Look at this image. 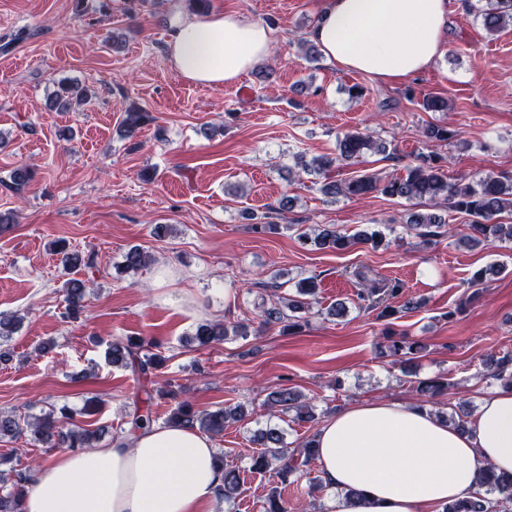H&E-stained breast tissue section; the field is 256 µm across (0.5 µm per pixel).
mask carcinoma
<instances>
[{
	"label": "carcinoma",
	"mask_w": 512,
	"mask_h": 512,
	"mask_svg": "<svg viewBox=\"0 0 512 512\" xmlns=\"http://www.w3.org/2000/svg\"><path fill=\"white\" fill-rule=\"evenodd\" d=\"M481 24L489 33H495L507 26H512V0H486V7L479 11ZM58 91L52 96L53 105L67 109L72 104H81L88 99L86 90L77 83L70 85L64 81L57 82ZM152 116L147 112L133 111L126 115L123 132L127 139L148 122ZM421 137L427 142H446L457 137V132L446 126L428 124L421 130ZM386 150V146L371 139L360 131H347L336 137V153L318 155L306 161L298 157V163L318 176L328 178V173L336 168L361 163V159L369 153ZM320 191L333 198L359 197L364 195H382L406 201L433 200L442 197L448 208L469 216L467 232L460 237V242L469 247H478L489 243H511L512 221L505 222L501 215L512 214V180L508 181L493 173H489L476 181L463 182L456 178L448 180V175L440 164V157L434 153H419L405 168V173L382 178L376 174L363 173L343 181H330L322 184ZM446 221L434 212L414 211L407 215L406 227L410 230H425L430 236L440 233ZM302 244H311L318 249L347 250L357 244H369L378 247L386 240L383 231L373 227H365L352 235H346L333 227L325 226L314 236L303 232L299 234ZM56 250L62 254V262L67 266H90L93 257L81 256L79 251L69 249L66 241L55 242ZM149 262L148 253L138 247L130 248L117 268L129 273L139 270ZM353 276L359 288L356 297L367 303L370 308L380 309V316L391 317L401 311H414L422 306V302L412 297L405 299L400 309L390 305V300L403 294V286L395 279H387L369 274V270L357 269ZM292 296L284 298L283 305H273L262 311L261 326H279L282 332L289 333L300 327L303 314L310 311L312 298L317 291L315 277H307L294 285ZM87 292L86 282L80 279L69 280L64 288L67 302V314L77 317L83 310ZM227 335V327L221 322H202L193 333V341L200 346H209L221 342ZM386 349L393 357L401 355H417L425 346L419 341H409L401 336L387 338ZM108 358L114 366L131 370L142 377L148 376L161 365V358L155 353L144 352V341L128 339L117 340L108 345ZM489 367L492 376L505 379L512 383V354L507 353L499 358H491ZM450 383L442 377L428 378L418 381L417 391L434 401L442 396ZM145 403L149 404L154 396L166 397L175 401L168 415V422L190 423L197 425L212 435L224 432V424L229 420L244 416L241 406L224 407L200 414L193 410L185 401L178 400V392L169 388H160L155 392H145ZM264 405L277 408L283 413L294 412L293 419L299 423L313 424L318 417L314 409L300 402V395L288 387H276L267 393ZM92 410L85 406L80 410L69 407L52 409L40 417L22 420L13 414H0V437H18L26 431L32 432L39 441L50 448H69L79 451L92 447L102 433V429L68 428L65 423L74 420L78 414L88 415ZM252 443L260 448V452L252 456L251 469L257 473H269L282 484L297 473L299 467L305 466L318 456L315 436L306 438L298 448H289L283 433L275 427L259 429L253 436ZM218 467L224 474V485L221 494L224 500L230 501L240 494V472L224 465V456H216ZM31 468L12 469L13 490L0 495V512H22L21 503L29 481ZM481 491L473 497L454 502L445 507L444 512H493L498 507L509 512L512 506V476L497 474L487 468L480 479ZM262 512H289L288 500L277 491H271Z\"/></svg>",
	"instance_id": "obj_1"
}]
</instances>
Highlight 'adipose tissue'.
Returning a JSON list of instances; mask_svg holds the SVG:
<instances>
[{
    "mask_svg": "<svg viewBox=\"0 0 512 512\" xmlns=\"http://www.w3.org/2000/svg\"><path fill=\"white\" fill-rule=\"evenodd\" d=\"M448 0H322L307 34L327 63L406 81L444 51ZM272 30L240 12L179 17L167 56L184 79L237 82L267 59ZM318 465L332 512H442L470 498L486 468L512 474V387L485 393L466 430L411 401L361 402L327 419ZM217 450L187 424L151 426L36 467L23 512H209L223 486ZM356 490L359 501L345 499Z\"/></svg>",
    "mask_w": 512,
    "mask_h": 512,
    "instance_id": "1",
    "label": "adipose tissue"
}]
</instances>
